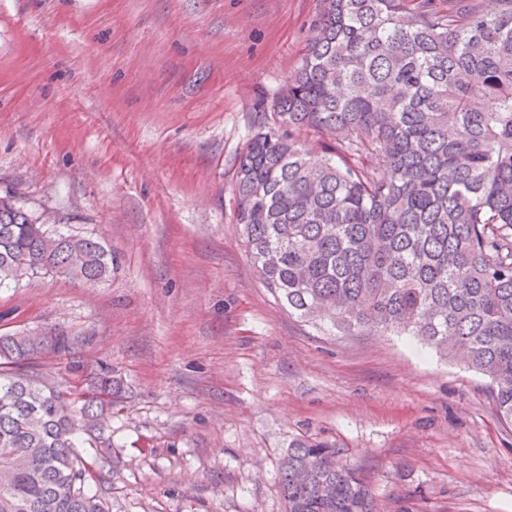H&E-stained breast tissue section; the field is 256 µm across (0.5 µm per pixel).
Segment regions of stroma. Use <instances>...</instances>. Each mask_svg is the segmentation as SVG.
Masks as SVG:
<instances>
[{
	"mask_svg": "<svg viewBox=\"0 0 512 512\" xmlns=\"http://www.w3.org/2000/svg\"><path fill=\"white\" fill-rule=\"evenodd\" d=\"M320 0H0V197L112 250L84 284L0 288V333L86 337L112 411V512H285L292 441L341 449L383 512H512L488 382L410 336L288 312L236 222L247 142Z\"/></svg>",
	"mask_w": 512,
	"mask_h": 512,
	"instance_id": "stroma-1",
	"label": "stroma"
}]
</instances>
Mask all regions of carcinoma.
I'll use <instances>...</instances> for the list:
<instances>
[{
    "mask_svg": "<svg viewBox=\"0 0 512 512\" xmlns=\"http://www.w3.org/2000/svg\"><path fill=\"white\" fill-rule=\"evenodd\" d=\"M321 2L301 65L239 160L250 259L301 318L459 357L512 425V0ZM111 272L100 238L0 197V288ZM76 348L59 330L0 334V512H110L102 473L124 387L102 369L67 389L41 368L52 354L79 370ZM278 483L286 512H375L367 479L323 442L294 441Z\"/></svg>",
    "mask_w": 512,
    "mask_h": 512,
    "instance_id": "carcinoma-1",
    "label": "carcinoma"
}]
</instances>
